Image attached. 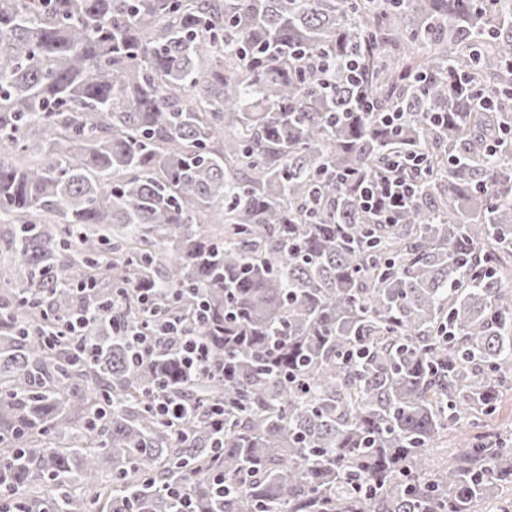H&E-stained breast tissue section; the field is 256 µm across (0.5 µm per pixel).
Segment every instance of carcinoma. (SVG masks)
<instances>
[{
  "label": "carcinoma",
  "instance_id": "obj_1",
  "mask_svg": "<svg viewBox=\"0 0 512 512\" xmlns=\"http://www.w3.org/2000/svg\"><path fill=\"white\" fill-rule=\"evenodd\" d=\"M510 124L512 0H0L4 507L507 512L512 445L434 454L512 382ZM391 152L431 175L386 224ZM135 288L207 369L134 354ZM155 410L159 415L178 420L188 416L192 407L183 399L161 395L156 400Z\"/></svg>",
  "mask_w": 512,
  "mask_h": 512
}]
</instances>
